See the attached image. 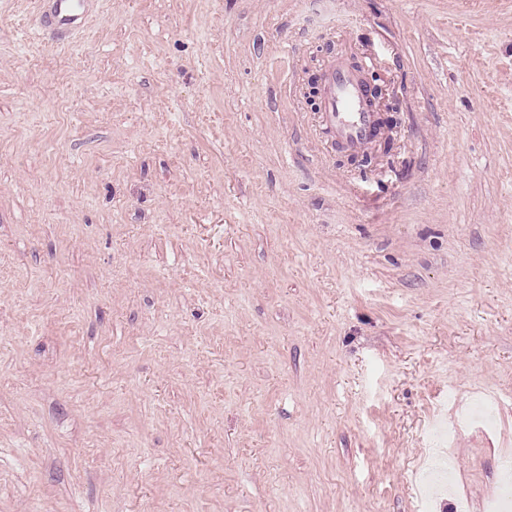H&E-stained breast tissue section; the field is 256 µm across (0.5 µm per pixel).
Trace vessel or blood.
<instances>
[{
    "instance_id": "b4317fda",
    "label": "vessel or blood",
    "mask_w": 512,
    "mask_h": 512,
    "mask_svg": "<svg viewBox=\"0 0 512 512\" xmlns=\"http://www.w3.org/2000/svg\"><path fill=\"white\" fill-rule=\"evenodd\" d=\"M89 0H49L45 27L59 38L80 32L93 20ZM322 119L337 143L353 152L371 146L378 114L368 105V90L357 72L346 62L328 64L322 74Z\"/></svg>"
}]
</instances>
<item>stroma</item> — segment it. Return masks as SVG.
<instances>
[{
	"label": "stroma",
	"mask_w": 512,
	"mask_h": 512,
	"mask_svg": "<svg viewBox=\"0 0 512 512\" xmlns=\"http://www.w3.org/2000/svg\"><path fill=\"white\" fill-rule=\"evenodd\" d=\"M38 2L0 0V512H483L512 0H94L63 40ZM334 57L398 110L364 173L307 98Z\"/></svg>",
	"instance_id": "obj_1"
}]
</instances>
